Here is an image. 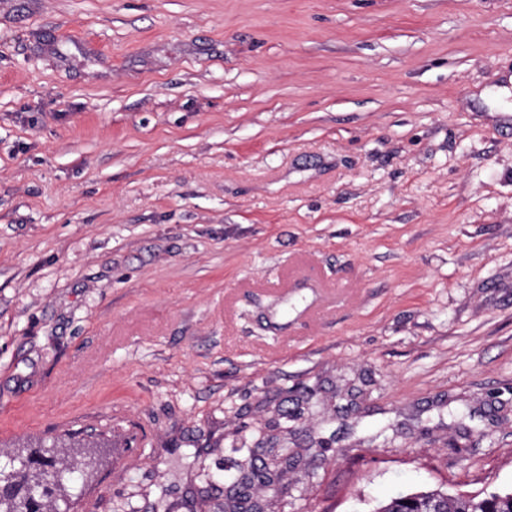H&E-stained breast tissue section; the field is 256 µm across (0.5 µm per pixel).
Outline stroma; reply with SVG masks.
<instances>
[{
  "mask_svg": "<svg viewBox=\"0 0 512 512\" xmlns=\"http://www.w3.org/2000/svg\"><path fill=\"white\" fill-rule=\"evenodd\" d=\"M471 410L460 417L459 409ZM58 512L512 488V0H0V460ZM257 458L254 459L252 451L250 450L249 456L245 459V463L241 466L238 473L225 477V487L229 488V492L226 493L227 507L229 510L224 512H258V506L253 504L250 510H238L242 509L240 501L236 497L238 490L244 486H250L257 491L264 490H283L284 485L281 484V474L283 468L278 473L279 466L285 465V469H288V457L284 458L283 461H278V458L274 462L269 464L261 463L257 464ZM278 473V474H276ZM276 476V481L274 479ZM277 483L276 486H272ZM234 491V493H232ZM75 472L77 464L58 460L53 455L39 459L11 458L8 464L0 465V512H56L43 499L54 488L65 489L69 475ZM19 473L23 478L22 495L15 492Z\"/></svg>",
  "mask_w": 512,
  "mask_h": 512,
  "instance_id": "1",
  "label": "stroma"
}]
</instances>
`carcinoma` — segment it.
<instances>
[{
	"mask_svg": "<svg viewBox=\"0 0 512 512\" xmlns=\"http://www.w3.org/2000/svg\"><path fill=\"white\" fill-rule=\"evenodd\" d=\"M288 465V459L270 464H257L248 456L238 473L225 477L228 512H240L236 491L250 486L258 491L284 489L278 468ZM77 465L54 456L35 459L13 457L0 465V512H56L43 502L52 489L65 488ZM368 512H512V490H484L479 494L450 492L441 489L402 493L386 503H378Z\"/></svg>",
	"mask_w": 512,
	"mask_h": 512,
	"instance_id": "1",
	"label": "carcinoma"
}]
</instances>
